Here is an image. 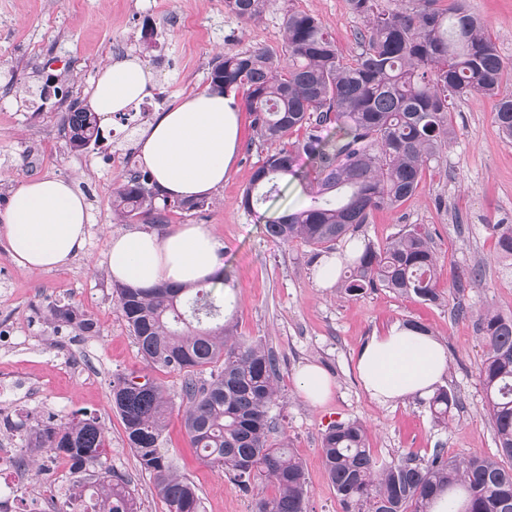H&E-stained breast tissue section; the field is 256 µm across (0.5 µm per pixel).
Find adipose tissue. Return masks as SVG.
<instances>
[{"mask_svg":"<svg viewBox=\"0 0 512 512\" xmlns=\"http://www.w3.org/2000/svg\"><path fill=\"white\" fill-rule=\"evenodd\" d=\"M155 84L139 60L103 67L91 94L101 123L140 101ZM241 107L234 94L207 91L179 100L154 118L137 140L138 165L148 170L160 195L204 197L223 187L240 146ZM89 214L82 193L55 176L24 181L0 213V238L14 261L50 270L84 253ZM220 243L200 224H181L160 235L147 230L113 234L107 266L114 283L143 288L161 282L193 285L220 270ZM448 357L429 335L401 327L372 337L357 359V372L372 399L388 404L431 397L444 383Z\"/></svg>","mask_w":512,"mask_h":512,"instance_id":"ef3b65f1","label":"adipose tissue"}]
</instances>
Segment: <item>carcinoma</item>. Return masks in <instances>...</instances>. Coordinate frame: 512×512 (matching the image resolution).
<instances>
[{"label": "carcinoma", "instance_id": "carcinoma-1", "mask_svg": "<svg viewBox=\"0 0 512 512\" xmlns=\"http://www.w3.org/2000/svg\"><path fill=\"white\" fill-rule=\"evenodd\" d=\"M402 10L377 8V0H349L366 32L362 51L343 56L316 17L294 8L284 13V50L255 48L226 53L212 66L210 90H245V107L258 141L271 147L242 204L278 192V181L298 176L299 156L313 159L311 204L267 222V234L288 244L300 240L332 250L371 213L396 208L419 189L423 172L452 139L455 101L481 94L496 100L499 132L512 141V96L501 92L505 69L495 44L463 0L437 8V0H411ZM264 0H224L241 22H256ZM71 149L104 140L95 112L77 103L64 115ZM303 139L279 148L286 136ZM204 205L159 197L150 174L136 172L112 193V211L123 222L164 223V212ZM499 251L512 256V224H491ZM439 263L428 232L405 225L381 246L367 243L345 263L338 292L358 297L384 288L425 303L442 299ZM167 283L150 288L118 285L119 308L150 368L183 377L181 417L198 459L224 470L244 490L267 482L275 492L255 494V512H306L308 481L300 458L284 442L273 444L277 360L258 341L230 333L217 321L219 306L207 292ZM53 319L95 333L93 319L59 306ZM485 357L479 378L493 424L498 456L453 459L444 449L379 462L358 422L330 427L321 454L342 512H432L448 493V512H512V318L481 314ZM454 396L440 387L429 403L438 424H448ZM112 411L124 425L129 447L153 478L168 512H199L195 485L176 473L161 450L173 404L150 377H119ZM28 444L64 456L81 473L100 467L101 492L92 512H137L135 491L103 466L107 436L95 416L36 425Z\"/></svg>", "mask_w": 512, "mask_h": 512}]
</instances>
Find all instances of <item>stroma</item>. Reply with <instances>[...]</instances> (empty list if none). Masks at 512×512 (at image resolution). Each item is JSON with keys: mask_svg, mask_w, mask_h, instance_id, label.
Here are the masks:
<instances>
[{"mask_svg": "<svg viewBox=\"0 0 512 512\" xmlns=\"http://www.w3.org/2000/svg\"><path fill=\"white\" fill-rule=\"evenodd\" d=\"M511 77L512 0H468ZM294 8L321 20L338 49L360 53L361 19L347 0H265L259 21L244 23L224 11V0H0V212L27 179L58 176L72 181L89 204L84 254L65 267L32 270L17 265L0 241V385L17 381L20 390L0 392V440L18 449L30 465L33 485L91 486L93 477L60 469L55 458L28 447L27 434L39 423H57L74 414L98 417L110 445L107 463L134 488L138 512H167L151 475L129 448L120 416L111 407L112 382L149 375L172 400H179V374L148 368L129 332L107 270L112 234L127 230L112 211V192L137 171L136 135L146 121L177 99L208 88L219 56L284 45L283 15ZM138 57L157 77L144 115L129 123L112 121L92 151L71 149L62 110L42 105L39 89L47 78L60 80L70 98L88 100L89 88L116 47ZM455 135L439 160L426 169L420 189L401 206L370 216L355 239L383 244L402 225L429 230L441 267L443 302L424 303L384 289L349 299L320 287L321 261L302 242L286 245L270 238L268 219L305 207L310 198L296 178L280 181L277 195L246 210L242 195L268 148L255 142L250 116L242 118L241 150L223 187L203 207L168 212L153 230L165 234L180 224H203L222 245L229 279L214 287L224 300L235 336L262 342L278 359L277 401L271 410L272 442H288L308 477L307 512H342L323 468L320 448L332 425L360 422L368 444L382 461L413 453L448 457L491 456L493 425L484 408L478 377L483 359L477 324L484 310L512 316V258L498 254L489 227L512 224V143L494 122V101L482 96L457 100ZM127 160L117 166L115 151ZM70 304L91 316L95 334L54 321L50 310ZM467 310L456 317V305ZM414 320L439 340L448 354L445 385L457 404L448 426L436 425L428 401L382 405L362 389L355 372L360 349L376 334ZM319 365L332 380V394L314 405L299 393L300 365ZM162 446L193 481L202 512H253V494L243 492L223 470L201 463L179 415H172Z\"/></svg>", "mask_w": 512, "mask_h": 512, "instance_id": "obj_1", "label": "stroma"}]
</instances>
